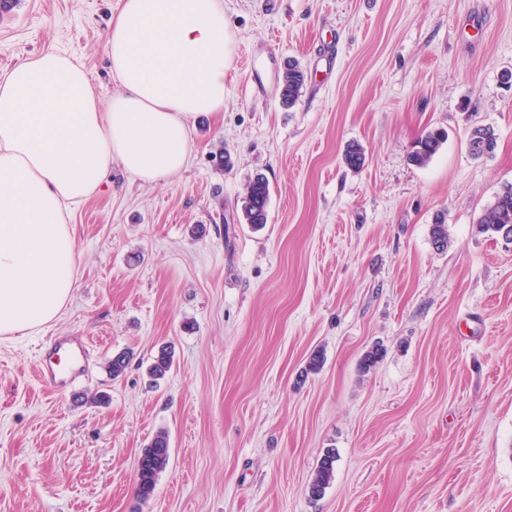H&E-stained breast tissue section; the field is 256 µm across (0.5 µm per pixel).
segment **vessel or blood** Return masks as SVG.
Listing matches in <instances>:
<instances>
[{"mask_svg":"<svg viewBox=\"0 0 512 512\" xmlns=\"http://www.w3.org/2000/svg\"><path fill=\"white\" fill-rule=\"evenodd\" d=\"M91 351L92 345L84 336L52 337L38 360L40 384L62 395L71 392L87 372Z\"/></svg>","mask_w":512,"mask_h":512,"instance_id":"vessel-or-blood-1","label":"vessel or blood"}]
</instances>
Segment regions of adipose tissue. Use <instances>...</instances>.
Returning a JSON list of instances; mask_svg holds the SVG:
<instances>
[{"instance_id": "obj_1", "label": "adipose tissue", "mask_w": 512, "mask_h": 512, "mask_svg": "<svg viewBox=\"0 0 512 512\" xmlns=\"http://www.w3.org/2000/svg\"><path fill=\"white\" fill-rule=\"evenodd\" d=\"M230 42L223 0H121L110 100L52 47L0 78V336L55 321L71 298L73 212L113 164L145 182L182 170L191 120L224 107Z\"/></svg>"}]
</instances>
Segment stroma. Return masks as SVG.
<instances>
[{"mask_svg":"<svg viewBox=\"0 0 512 512\" xmlns=\"http://www.w3.org/2000/svg\"><path fill=\"white\" fill-rule=\"evenodd\" d=\"M223 2L224 107L192 121L187 165L154 183L113 165L73 214V297L0 337V512H512V242L476 227L512 184V0ZM119 4L0 10V76L52 46L110 99ZM291 60L306 82L288 108ZM476 125L495 129L492 156L469 154ZM433 128L448 139L415 165ZM352 141L358 170L342 159ZM258 174L271 196L255 231L239 216ZM70 333L92 340L91 371L57 396L35 366ZM375 344L385 355L362 372ZM165 345L174 366L154 385ZM121 351L133 359L114 380ZM161 431L169 464L143 499L137 458ZM329 448L334 478L314 498ZM448 139V133L442 129H431L417 141L410 155V160L418 166H424L430 162L440 147ZM336 460L335 449H326L308 486L311 497H320L324 493L333 477Z\"/></svg>","mask_w":512,"mask_h":512,"instance_id":"1","label":"stroma"}]
</instances>
